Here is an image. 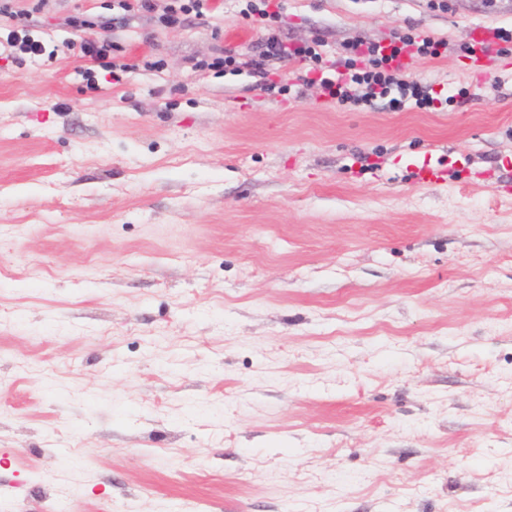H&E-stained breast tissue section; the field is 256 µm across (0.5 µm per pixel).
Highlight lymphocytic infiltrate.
Segmentation results:
<instances>
[{"label": "lymphocytic infiltrate", "instance_id": "lymphocytic-infiltrate-1", "mask_svg": "<svg viewBox=\"0 0 512 512\" xmlns=\"http://www.w3.org/2000/svg\"><path fill=\"white\" fill-rule=\"evenodd\" d=\"M46 4L47 0H32L31 6L17 9L10 0H0V16L13 22L6 37L12 58L43 54L45 46L31 35L30 23L34 13ZM117 6L119 12L113 15V23L125 24L131 12H155L159 15V23L166 28L183 26L188 16L199 17L211 10L209 0H171L161 13L156 10L155 0H117ZM67 21L79 33L78 39L66 42L68 52L90 59L115 80L131 71V64L113 56L111 38L95 33V23L90 15L78 12L68 16ZM445 48V42L421 35L412 26L406 32L392 36L385 44L353 43L347 46L343 58L335 60H323L312 46L278 37L260 41L256 46L260 60L295 63L300 85L319 86L328 99L339 105H364L373 109L381 103L389 110L401 109L410 103L430 108L442 101V93L436 92L431 84L409 78L399 57L404 54L434 60L442 56Z\"/></svg>", "mask_w": 512, "mask_h": 512}]
</instances>
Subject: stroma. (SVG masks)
<instances>
[{
	"label": "stroma",
	"mask_w": 512,
	"mask_h": 512,
	"mask_svg": "<svg viewBox=\"0 0 512 512\" xmlns=\"http://www.w3.org/2000/svg\"><path fill=\"white\" fill-rule=\"evenodd\" d=\"M109 2L0 56V512H512V66L464 64L512 0L138 13L91 91L57 47ZM411 23L447 49L410 75L467 102L254 88L258 40ZM210 0H172L158 17L159 23L165 28L181 27L189 15L202 16L211 11Z\"/></svg>",
	"instance_id": "35a3bbf8"
}]
</instances>
